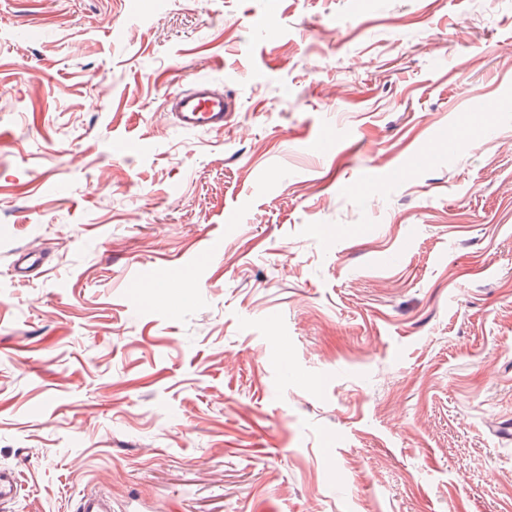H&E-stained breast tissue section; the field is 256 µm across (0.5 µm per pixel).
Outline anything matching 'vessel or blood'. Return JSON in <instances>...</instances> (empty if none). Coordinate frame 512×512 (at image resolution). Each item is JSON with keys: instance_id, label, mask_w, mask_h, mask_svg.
<instances>
[{"instance_id": "1", "label": "vessel or blood", "mask_w": 512, "mask_h": 512, "mask_svg": "<svg viewBox=\"0 0 512 512\" xmlns=\"http://www.w3.org/2000/svg\"><path fill=\"white\" fill-rule=\"evenodd\" d=\"M169 104L178 127L189 132L223 129L231 110V103L223 92L200 79L191 89L171 98ZM18 489L16 472L0 468V512L14 499ZM76 512H112V499L101 493H85L78 500Z\"/></svg>"}]
</instances>
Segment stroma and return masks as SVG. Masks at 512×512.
<instances>
[{
    "mask_svg": "<svg viewBox=\"0 0 512 512\" xmlns=\"http://www.w3.org/2000/svg\"><path fill=\"white\" fill-rule=\"evenodd\" d=\"M200 77L223 130L165 113ZM0 466L5 512H512V0H0ZM17 473L10 468H0V508L5 509L17 494L19 489ZM112 498L101 493L87 492L79 500L76 512H112Z\"/></svg>",
    "mask_w": 512,
    "mask_h": 512,
    "instance_id": "1",
    "label": "stroma"
}]
</instances>
